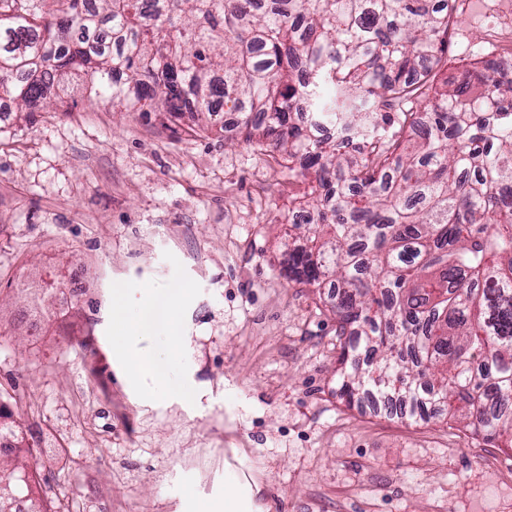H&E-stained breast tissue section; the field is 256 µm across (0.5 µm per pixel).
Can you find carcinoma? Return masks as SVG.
I'll use <instances>...</instances> for the list:
<instances>
[{
	"instance_id": "carcinoma-1",
	"label": "carcinoma",
	"mask_w": 512,
	"mask_h": 512,
	"mask_svg": "<svg viewBox=\"0 0 512 512\" xmlns=\"http://www.w3.org/2000/svg\"><path fill=\"white\" fill-rule=\"evenodd\" d=\"M99 2L0 0V92L31 123L80 73L88 99L172 122L236 113L312 184L288 275L331 291L341 396L512 447V60L440 80L432 0ZM41 481L38 444L0 458V500L66 512Z\"/></svg>"
}]
</instances>
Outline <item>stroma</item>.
<instances>
[{
  "label": "stroma",
  "instance_id": "obj_1",
  "mask_svg": "<svg viewBox=\"0 0 512 512\" xmlns=\"http://www.w3.org/2000/svg\"><path fill=\"white\" fill-rule=\"evenodd\" d=\"M497 0H471L448 72L493 52ZM309 185L268 144L220 123L67 100L0 123V398L47 435L42 488L71 512H502L512 450L449 426L348 405L325 290L288 278V202ZM84 292L57 320L51 280ZM178 297L179 341L116 353L112 303ZM41 293L32 340L20 309ZM121 360L125 366L126 374L129 379H137V377L146 371H152L156 372V369L151 362L145 355L128 351L125 352L124 355L121 357Z\"/></svg>",
  "mask_w": 512,
  "mask_h": 512
}]
</instances>
